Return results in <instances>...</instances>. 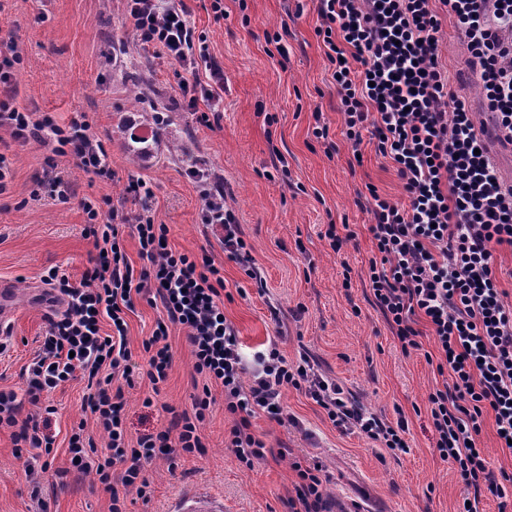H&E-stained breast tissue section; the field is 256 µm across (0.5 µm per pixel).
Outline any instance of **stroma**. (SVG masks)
<instances>
[{
	"mask_svg": "<svg viewBox=\"0 0 512 512\" xmlns=\"http://www.w3.org/2000/svg\"><path fill=\"white\" fill-rule=\"evenodd\" d=\"M190 18L207 37L209 53L224 69V117L219 126L198 123L177 89L173 65L136 42L122 0H0V31L13 33L26 62L18 75L19 107L51 113L59 123L85 112L95 122L110 156L114 181L91 179L73 158L58 160L57 171L78 195L125 200L128 176L150 181L156 221L168 225V243L178 252L208 253L224 269V315L237 328L246 355L262 350L282 332L280 348L289 360L308 351L320 373L349 391L368 411L388 422L408 424V454L394 457L359 434L340 432L304 391L283 390L282 402L297 426L283 427L264 413L251 430L271 453L253 468L242 467L226 439L234 419L224 410V393L201 426L199 453L146 467L150 495L127 491L128 512H170L191 491L224 501V512H287L284 505L297 476L293 460L320 461L331 501L356 499L378 512H457L465 487L435 448L427 396L445 379L428 363L436 353L431 327L419 319L421 349L403 353L375 303L368 270L377 251L369 216L361 207L369 188L392 202L406 203L395 167L364 145L354 159L338 110L325 48L315 34L314 0H224V20H214L209 0H186ZM439 63L468 95L478 124L490 118L481 103L479 78L468 65L454 19L439 11ZM287 28L286 63L268 53V34ZM174 106L178 118L160 145L131 157L116 129L144 136L156 109ZM325 123L327 139L315 138ZM14 156L9 195L0 198V284L15 291L10 339L0 355V388L22 389L20 372L32 359L48 316L63 312L47 297L44 271L59 267L80 281L94 264V240L85 234L86 217L77 203L49 197L31 199L43 174L45 150L38 144L11 146ZM283 169H274V157ZM203 166L224 176L227 202L252 247L260 279L225 258L221 232L200 224L201 201L186 174ZM335 227L344 240L333 251L325 236ZM281 321L273 323L271 310ZM159 306L134 300L126 315L134 360L146 367L142 342L151 335ZM167 378L152 387L138 378L125 389L128 443L148 431L168 428L171 410L190 408L194 359L186 337L172 328ZM83 380L48 393L56 434L50 456L15 453L8 430L0 431V512H109L110 495L96 479L70 469L67 436L84 424L98 452L107 438L85 412ZM152 406H145V399ZM64 471L55 483L54 471ZM40 495H33V487Z\"/></svg>",
	"mask_w": 512,
	"mask_h": 512,
	"instance_id": "35a3bbf8",
	"label": "stroma"
}]
</instances>
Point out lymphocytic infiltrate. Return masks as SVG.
Here are the masks:
<instances>
[{"label": "lymphocytic infiltrate", "mask_w": 512, "mask_h": 512, "mask_svg": "<svg viewBox=\"0 0 512 512\" xmlns=\"http://www.w3.org/2000/svg\"><path fill=\"white\" fill-rule=\"evenodd\" d=\"M123 5L137 43L182 71L179 91L198 122L220 119L224 70L190 23L185 0H123ZM442 7L453 15L479 75L485 111L494 116L499 134L512 140V0H317L315 33L326 48L353 155L361 154L365 140L374 141L377 152L394 163L408 199L400 205L369 193L370 231L379 254L370 263V287L403 352L421 347L417 318L431 327L439 353L436 370L451 378L427 398L435 446L467 490L458 512H480L483 494L503 499L512 491V475L495 473L477 442L489 411L501 448L512 445V306L503 300L494 255L496 246H512V184L499 177L469 102L439 64ZM23 66L15 38L1 40L0 128L9 130L14 143L33 141L47 149L44 177L31 195L63 204L78 200L99 255L80 282L56 267L43 277L67 309L48 318L43 345L25 370L24 393L0 390V429H10L15 448L52 452L54 435L36 416L20 417V408L43 406L44 393L83 378L92 389L86 408L108 437V453L93 458L96 444L80 427L70 434L68 451L79 473L96 474L110 491V512H127L121 488L146 495L145 467L157 456L173 459L201 448L200 426L215 403V384L224 391L225 412L236 418L227 445L245 467L267 453L250 431L257 412L279 425H295L281 401L288 388L305 391L340 432L364 435L395 454L409 453L404 421L391 424L366 412L318 372L308 353L288 361L273 341L258 352L256 369L248 370L239 332L224 315L220 267L208 254L171 249L169 227L156 223L154 193L144 179L128 178L124 187L125 195L141 202L134 213L108 197L77 196L58 175L57 157L72 155L87 174L109 181L116 173L108 152L88 113L61 125L50 114L19 109L17 74ZM187 175L199 192L201 223L222 229L228 259L251 263V247L227 203L223 178L194 166ZM127 231L138 240L144 262L138 271L122 245ZM137 295L162 306L152 335L142 342L150 383L167 377V339L177 327L204 385L194 394L191 411L173 415L177 436L147 432L132 447L124 428V394L115 383H134L125 316ZM105 318L112 323L108 334L100 328ZM43 408L45 414L54 412ZM292 467L298 480L286 502L288 512H333L322 465L296 461ZM117 469L122 475L116 486Z\"/></svg>", "instance_id": "obj_1"}]
</instances>
